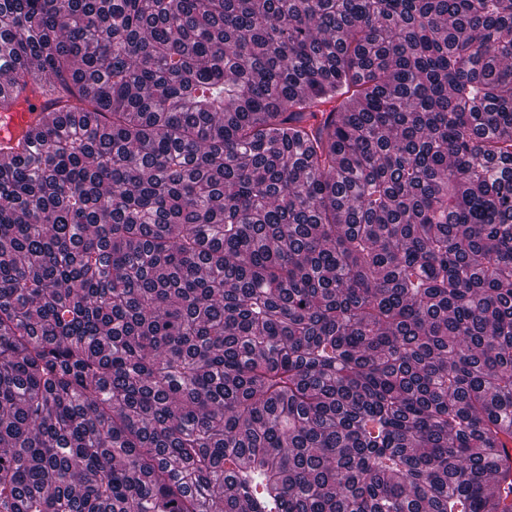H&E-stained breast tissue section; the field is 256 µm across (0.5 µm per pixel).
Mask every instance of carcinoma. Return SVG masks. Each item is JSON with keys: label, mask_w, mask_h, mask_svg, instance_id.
Returning a JSON list of instances; mask_svg holds the SVG:
<instances>
[{"label": "carcinoma", "mask_w": 512, "mask_h": 512, "mask_svg": "<svg viewBox=\"0 0 512 512\" xmlns=\"http://www.w3.org/2000/svg\"><path fill=\"white\" fill-rule=\"evenodd\" d=\"M0 512H512V0H0ZM44 104L45 101L41 98H30L28 102L21 99L17 110L8 113L6 129L11 134L17 135L34 121Z\"/></svg>", "instance_id": "obj_1"}]
</instances>
